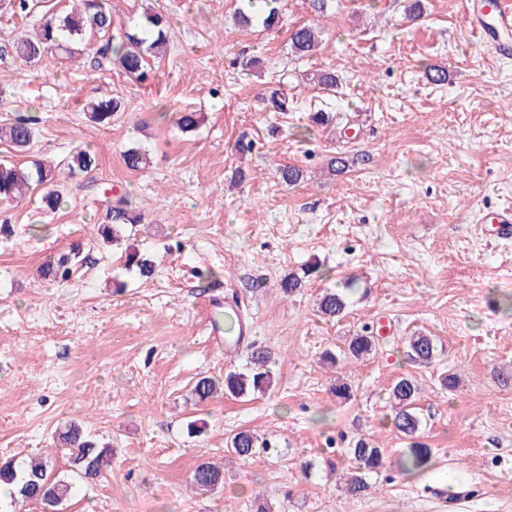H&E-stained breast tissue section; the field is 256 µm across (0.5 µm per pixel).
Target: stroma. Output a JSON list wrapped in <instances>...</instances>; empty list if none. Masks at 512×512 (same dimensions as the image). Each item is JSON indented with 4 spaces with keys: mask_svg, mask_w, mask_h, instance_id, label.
Here are the masks:
<instances>
[{
    "mask_svg": "<svg viewBox=\"0 0 512 512\" xmlns=\"http://www.w3.org/2000/svg\"><path fill=\"white\" fill-rule=\"evenodd\" d=\"M462 0H333L324 16L307 0H279L284 25L241 27L243 0H112L117 19L151 8L170 21L168 54L141 83L94 68L91 52L34 65L0 59V120L38 116L28 160L59 161L80 148L97 167L63 185L66 202L44 211L33 195L0 206V456L50 455L70 475L52 434L73 419L113 449L112 471L76 482L67 512H512V239L483 237L491 211L512 209V58L495 54L466 21ZM322 30L313 57L293 60L288 29ZM259 57L261 73L242 70ZM445 70L434 83L426 71ZM335 75L334 91L309 75ZM285 112L269 111L271 92ZM121 97L110 124L91 122L89 100ZM331 113L325 124L310 113ZM200 112L192 134L174 113ZM150 166L128 170L130 147ZM343 157V173L327 168ZM295 165L294 186L279 176ZM127 194L140 224L122 245L99 243V189ZM74 241L90 262L63 285L39 280L49 253ZM154 262L150 280L126 270V249ZM319 268L283 296L284 275ZM357 287L340 319L317 311L323 291ZM238 300L254 342L271 351L269 392L193 403L194 381L243 367L207 333L225 297ZM395 326L378 336L380 318ZM437 339L431 363L407 355L415 332ZM359 333L378 336L363 360L322 362ZM455 373V394L440 386ZM421 392L416 412L433 467L403 471L406 441L390 423L387 390L402 375ZM347 382L350 400L333 396ZM200 433H189L192 421ZM240 431L269 450L240 460L226 451ZM361 439L385 448L364 496L339 475ZM223 464L224 485L195 492L196 465ZM458 473L449 483V473ZM451 489L454 505L436 490Z\"/></svg>",
    "mask_w": 512,
    "mask_h": 512,
    "instance_id": "obj_1",
    "label": "stroma"
}]
</instances>
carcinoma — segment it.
Here are the masks:
<instances>
[{
	"mask_svg": "<svg viewBox=\"0 0 512 512\" xmlns=\"http://www.w3.org/2000/svg\"><path fill=\"white\" fill-rule=\"evenodd\" d=\"M71 9L61 15H53L33 32L17 34L8 45L0 46V51L13 54L25 64H36L45 56L60 59L72 58L85 50L87 35L95 32L99 36L96 46L98 60L106 61L126 76L139 81L149 79V58L166 55L168 39L167 21L160 13L150 9L142 17L129 24L114 19L110 0H72ZM275 0H265L267 10L262 16L238 9L234 15L240 26H249L260 20L268 30L282 25V14L272 6ZM35 7L33 0H0V10L28 15ZM321 31L303 24L290 29L289 47L299 58L314 54L320 43ZM122 108V101L116 97L100 98L87 105L91 121L107 124L112 115ZM203 122L199 112H178L174 116V126L183 133L195 131ZM35 135L34 119L16 113L0 122V139L7 141L19 152L29 149ZM123 162L130 171L145 170L149 166L148 153L139 147H131L123 152ZM96 166V155L88 150L72 152L61 164L44 165L35 162L31 165L12 161L0 162V204H11L28 195H40L42 206L50 211L61 208L64 197L57 190L58 184L66 179H75ZM104 222L98 225V233L106 243H116L122 231L129 225L140 222L141 215L134 211L123 195L113 198L103 196ZM84 245L72 243L66 249L55 251L45 257L39 265L38 275L52 283H65L76 277L85 264ZM125 265L136 269L143 278L153 272L150 261L142 254L129 252ZM316 272V267L307 266L304 276L288 274L280 282V291L290 296L303 287V277ZM347 308L346 296L341 291L329 289L319 301V313L329 319L337 318ZM409 358L419 363H430L437 352L433 337L416 333L408 340ZM376 349V338L357 335L350 339L344 355L361 360ZM272 355L265 347L256 343L250 346L247 367L243 371L230 369L224 373V380L201 377L194 383L192 395L196 402L204 403L224 392L234 398L263 393L271 385L270 370ZM417 383L409 377L396 380L389 390V398L394 406L390 424L407 440V448L399 459L400 467L409 473H418L431 465L432 451L422 440V421L415 412ZM58 446L69 450L70 462L76 473L85 480H97L112 466V449L99 444L85 434L75 422L65 423L56 431ZM260 446L258 438L249 431L236 433L230 439L228 451L247 459L256 454ZM356 466L347 473L346 489L352 496L365 493L369 484L368 474L376 472L384 465L383 449L363 439L349 449ZM0 484L10 488V501L4 505V512H17V507L25 502H36L41 512H64L74 493L73 483L55 471L54 463L47 458L32 459L19 463L13 457L0 458ZM191 484L202 491H211L224 485V469L210 461L199 463L192 475Z\"/></svg>",
	"mask_w": 512,
	"mask_h": 512,
	"instance_id": "obj_1",
	"label": "carcinoma"
}]
</instances>
